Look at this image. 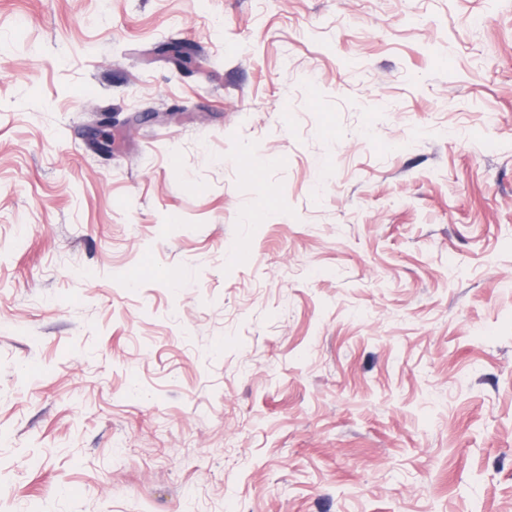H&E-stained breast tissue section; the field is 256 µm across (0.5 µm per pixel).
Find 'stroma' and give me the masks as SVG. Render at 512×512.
Instances as JSON below:
<instances>
[{
  "label": "stroma",
  "mask_w": 512,
  "mask_h": 512,
  "mask_svg": "<svg viewBox=\"0 0 512 512\" xmlns=\"http://www.w3.org/2000/svg\"><path fill=\"white\" fill-rule=\"evenodd\" d=\"M0 512H512V0H0Z\"/></svg>",
  "instance_id": "obj_1"
}]
</instances>
